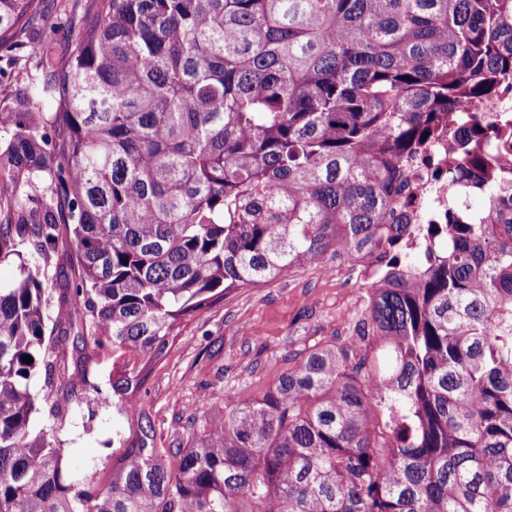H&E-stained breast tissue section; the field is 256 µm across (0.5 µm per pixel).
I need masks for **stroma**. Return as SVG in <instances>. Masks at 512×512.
<instances>
[{"label":"stroma","instance_id":"stroma-1","mask_svg":"<svg viewBox=\"0 0 512 512\" xmlns=\"http://www.w3.org/2000/svg\"><path fill=\"white\" fill-rule=\"evenodd\" d=\"M333 269L330 277L322 269ZM366 292L350 278V263L324 256L259 288H244L184 322L154 365L133 420L150 424L156 448L189 447L203 414L253 398L291 366L295 355L351 336ZM66 374L82 373L63 417L37 414L63 448L76 479L112 467L129 423L105 396L111 391L112 350L68 351Z\"/></svg>","mask_w":512,"mask_h":512}]
</instances>
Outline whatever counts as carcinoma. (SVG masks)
<instances>
[{
    "label": "carcinoma",
    "mask_w": 512,
    "mask_h": 512,
    "mask_svg": "<svg viewBox=\"0 0 512 512\" xmlns=\"http://www.w3.org/2000/svg\"><path fill=\"white\" fill-rule=\"evenodd\" d=\"M34 2L0 0V79L29 66L0 112V512H512V179L486 149L512 112L478 111L512 0H88L31 37ZM419 168L448 223H419ZM328 253L379 263L354 335L189 447L141 426L80 483L35 431L33 376L70 401L73 308L129 417L183 321Z\"/></svg>",
    "instance_id": "1"
}]
</instances>
